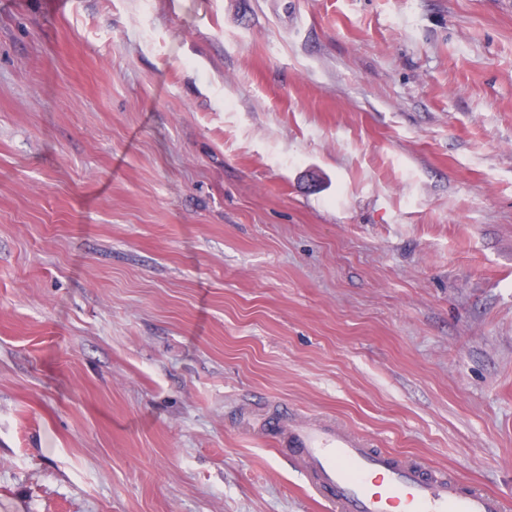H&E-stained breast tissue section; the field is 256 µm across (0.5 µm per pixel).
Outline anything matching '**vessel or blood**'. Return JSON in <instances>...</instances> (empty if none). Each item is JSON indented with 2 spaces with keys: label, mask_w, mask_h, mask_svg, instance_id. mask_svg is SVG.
<instances>
[{
  "label": "vessel or blood",
  "mask_w": 512,
  "mask_h": 512,
  "mask_svg": "<svg viewBox=\"0 0 512 512\" xmlns=\"http://www.w3.org/2000/svg\"><path fill=\"white\" fill-rule=\"evenodd\" d=\"M261 424L334 512H501L497 498L462 491L443 471L377 451L336 420L301 419L274 404Z\"/></svg>",
  "instance_id": "b4317fda"
}]
</instances>
